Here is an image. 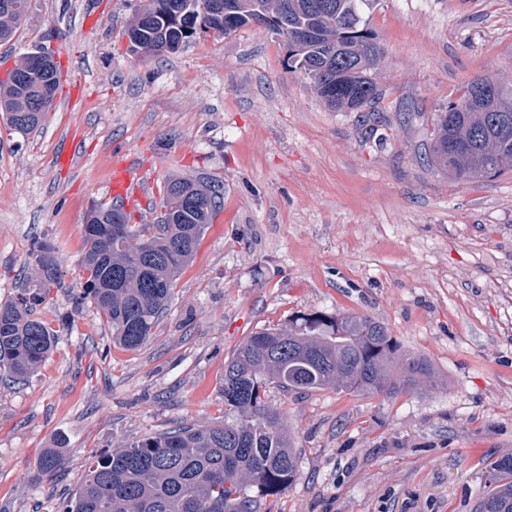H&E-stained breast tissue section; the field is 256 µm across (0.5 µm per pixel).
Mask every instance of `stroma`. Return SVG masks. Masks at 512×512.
Wrapping results in <instances>:
<instances>
[{
  "mask_svg": "<svg viewBox=\"0 0 512 512\" xmlns=\"http://www.w3.org/2000/svg\"><path fill=\"white\" fill-rule=\"evenodd\" d=\"M135 5L30 0L0 43V80L42 46L61 68L37 130L0 120V301L31 287L40 244L61 272L34 312L56 349L28 381L0 380V512H55L95 451L223 423L224 362L242 340L319 311L380 321L435 381L394 396L268 388L300 476L261 512H472L485 461L512 452V169L452 181L424 148L468 79L512 82V0H372L384 56L365 125L327 107L264 27L140 59L124 36ZM126 162L155 200L173 175L223 193L135 350L80 298L85 217L112 204ZM47 448L66 463L41 478Z\"/></svg>",
  "mask_w": 512,
  "mask_h": 512,
  "instance_id": "stroma-1",
  "label": "stroma"
}]
</instances>
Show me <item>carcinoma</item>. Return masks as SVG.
Here are the masks:
<instances>
[{
	"label": "carcinoma",
	"mask_w": 512,
	"mask_h": 512,
	"mask_svg": "<svg viewBox=\"0 0 512 512\" xmlns=\"http://www.w3.org/2000/svg\"><path fill=\"white\" fill-rule=\"evenodd\" d=\"M204 0H142L126 29L130 52L142 59L177 52L212 25ZM218 20L236 30L250 24L276 34L302 32L288 44L287 65L312 83L333 109L360 112L378 98L370 72L382 49L363 20L370 0H223ZM29 0H0V42L12 40ZM25 56L0 80V112L13 129L38 128L54 105L57 65H32ZM494 88L488 104H472L475 85ZM426 155L450 180L491 178L512 168V83L484 75L464 84L459 100L436 114ZM164 213L155 232L131 223L116 204L100 205L83 225L82 268L88 300L107 319L112 339L141 347L166 311L174 281L213 223L221 200L216 186L170 178L162 189ZM58 279L48 247L37 246L34 287L0 303V376L29 379L52 352L58 335L32 315ZM433 380L420 357L399 352L384 324L359 313L299 314L247 337L224 362V423L183 427L95 452L70 499L57 512H259L261 500L284 492L299 476L294 437L266 389L394 395ZM65 464L46 449L36 468L52 475ZM486 491L473 512H512V453L486 464Z\"/></svg>",
	"instance_id": "cac0c4a2"
}]
</instances>
